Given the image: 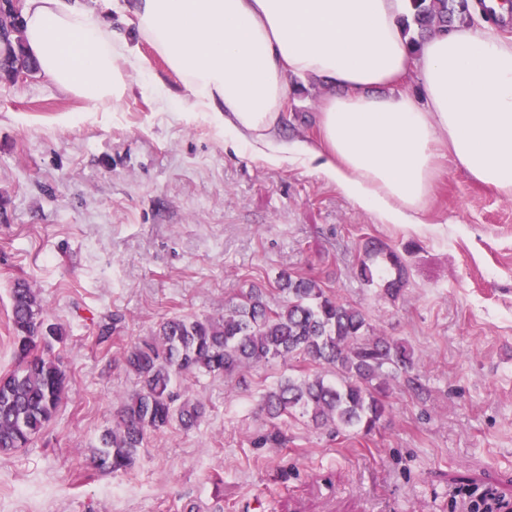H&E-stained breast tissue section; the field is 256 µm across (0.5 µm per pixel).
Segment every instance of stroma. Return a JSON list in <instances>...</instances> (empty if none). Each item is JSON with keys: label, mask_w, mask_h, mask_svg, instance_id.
<instances>
[{"label": "stroma", "mask_w": 512, "mask_h": 512, "mask_svg": "<svg viewBox=\"0 0 512 512\" xmlns=\"http://www.w3.org/2000/svg\"><path fill=\"white\" fill-rule=\"evenodd\" d=\"M118 108L88 111L44 75L0 79V376L15 369L10 290L32 288L64 329L46 348L65 398L31 445L0 462V512H470L462 487L512 501V195L443 162L425 223L383 224L302 164L224 146L202 115L164 106L132 75ZM321 84L289 93L285 139H312ZM404 261L398 299L358 275L366 239ZM362 308L409 344L427 387L392 381L371 435L269 420L290 366L200 374L191 430L150 434L133 469L93 447L136 386L124 350L172 317H223L282 271ZM279 434L281 443L266 445Z\"/></svg>", "instance_id": "stroma-1"}]
</instances>
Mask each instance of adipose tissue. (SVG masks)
<instances>
[{
  "label": "adipose tissue",
  "mask_w": 512,
  "mask_h": 512,
  "mask_svg": "<svg viewBox=\"0 0 512 512\" xmlns=\"http://www.w3.org/2000/svg\"><path fill=\"white\" fill-rule=\"evenodd\" d=\"M26 0L24 41L43 75L119 105L129 72L149 73L140 42L183 91L152 89L177 112L205 113L254 158L310 162L355 206L385 224H421L449 160L512 194V39L461 26L411 43L405 0ZM133 18L137 40L114 30ZM416 74L420 97L402 91ZM329 92L315 141L280 140L291 78Z\"/></svg>",
  "instance_id": "1"
}]
</instances>
